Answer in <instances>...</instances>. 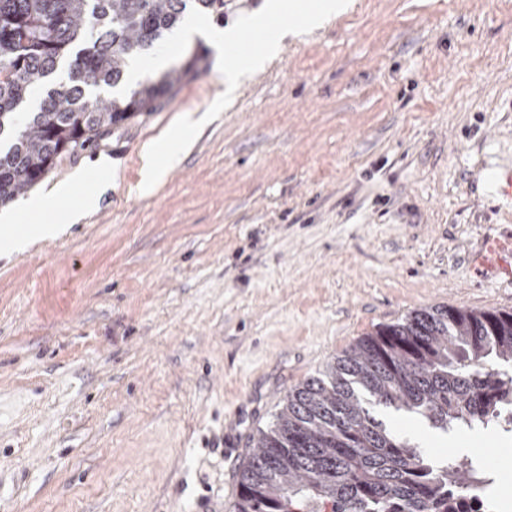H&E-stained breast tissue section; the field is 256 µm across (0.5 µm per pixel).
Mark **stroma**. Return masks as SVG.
<instances>
[{"instance_id":"1","label":"stroma","mask_w":512,"mask_h":512,"mask_svg":"<svg viewBox=\"0 0 512 512\" xmlns=\"http://www.w3.org/2000/svg\"><path fill=\"white\" fill-rule=\"evenodd\" d=\"M206 68L62 155L98 210L0 256V512H232L288 391L427 306L511 310L482 258L512 240V0H357L205 125L152 192L142 150L222 94ZM111 171L95 168L99 156ZM386 425L436 457L492 458L512 512V429Z\"/></svg>"}]
</instances>
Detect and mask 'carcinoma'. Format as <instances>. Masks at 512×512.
Returning <instances> with one entry per match:
<instances>
[{
  "instance_id": "carcinoma-1",
  "label": "carcinoma",
  "mask_w": 512,
  "mask_h": 512,
  "mask_svg": "<svg viewBox=\"0 0 512 512\" xmlns=\"http://www.w3.org/2000/svg\"><path fill=\"white\" fill-rule=\"evenodd\" d=\"M227 2L0 0V205L198 74L196 53L124 96L99 94L189 8L222 22ZM36 91L37 109L20 115ZM376 407L445 433L501 425L512 416V312L435 305L362 337L288 392L239 472L233 512H464L489 486L473 462L431 458L392 432Z\"/></svg>"
}]
</instances>
